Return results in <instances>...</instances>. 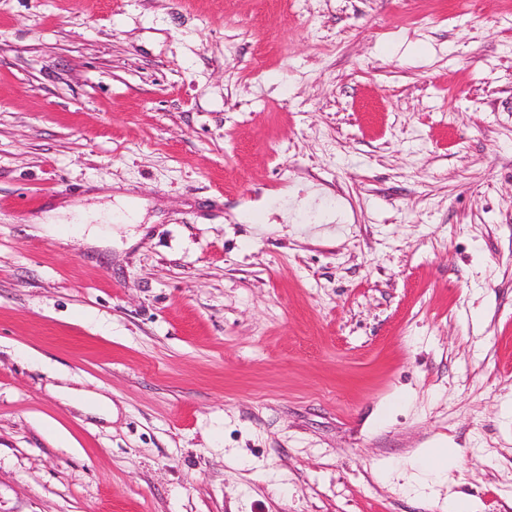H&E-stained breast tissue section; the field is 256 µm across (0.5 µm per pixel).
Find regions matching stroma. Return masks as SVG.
<instances>
[{
  "label": "stroma",
  "mask_w": 512,
  "mask_h": 512,
  "mask_svg": "<svg viewBox=\"0 0 512 512\" xmlns=\"http://www.w3.org/2000/svg\"><path fill=\"white\" fill-rule=\"evenodd\" d=\"M454 492L512 512V0H0V512ZM422 469L430 472H446L451 464L448 448L445 446L435 448H420L415 452Z\"/></svg>",
  "instance_id": "1"
}]
</instances>
